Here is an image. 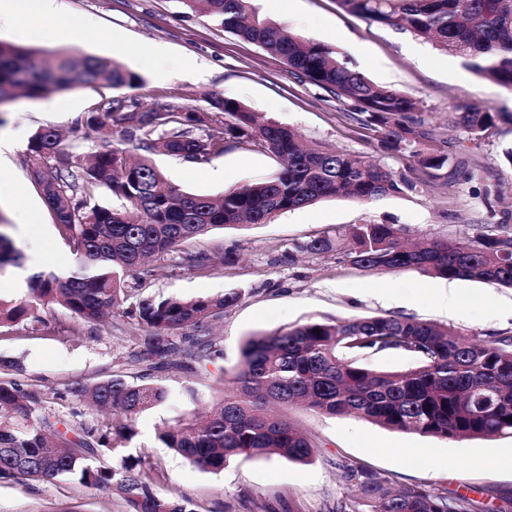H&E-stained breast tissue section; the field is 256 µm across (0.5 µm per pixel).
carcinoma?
Segmentation results:
<instances>
[{
  "label": "carcinoma",
  "instance_id": "obj_1",
  "mask_svg": "<svg viewBox=\"0 0 512 512\" xmlns=\"http://www.w3.org/2000/svg\"><path fill=\"white\" fill-rule=\"evenodd\" d=\"M177 2L283 60L299 83L322 90L354 126L371 131L378 152L407 151L421 170L440 178L448 153L422 149L431 136L418 99L375 83L331 46L286 32L262 17L254 0ZM337 2L367 22L431 42L512 93V0ZM44 55L39 48L0 41V106L12 102L19 90L41 99L100 81L115 88L142 82L137 73L103 56L58 49L46 67ZM209 105V112L171 104L142 111L131 99H105L77 123L93 132L110 125L118 139L86 154L64 149L52 127L35 131L24 164L59 234L73 248L76 266L65 275H32L23 299L0 298V326L39 321V309L53 305L92 322L127 303L139 331L134 361L148 370L173 364L195 374L222 356L210 325L241 299V292L138 298L131 304L129 281L152 275L150 259L176 253L185 241L215 229L267 224L326 198L369 203L415 188L407 175L385 168L370 154L305 145L296 131L259 121L235 98L214 95ZM499 120L492 108L474 106L463 110L459 124L479 148L497 132ZM231 145L263 150L281 169L215 200L181 192L152 159L162 152L204 164ZM102 187L126 208L91 204ZM296 249H335L360 268H415L432 277L512 288V233L507 231L410 245L396 224H356L344 234L326 231ZM19 265L21 253L0 233V272ZM180 265L204 273L212 259L205 252H184ZM390 351L405 353L413 362L394 371L368 363ZM22 372L20 362L0 359V479L71 480L120 496L128 512H195L175 496L154 493L155 472L141 456L118 455L110 467L94 464L136 438L137 417L168 399L164 386L147 373L138 382L116 373L71 386L75 398L117 411L124 420L69 438L44 411L41 394L18 382ZM215 384L222 397L205 420L186 417L156 434L190 464L212 473L242 458L275 455L303 465L313 462L319 448L315 438L274 413V407L302 405L325 416H355L393 431L446 440L512 437V337L479 339L411 317L311 319L272 334H253L241 347L234 376L221 374ZM342 470L355 494L336 501L332 512H512L511 495L486 492L478 498L444 486L402 485L357 461Z\"/></svg>",
  "mask_w": 512,
  "mask_h": 512
}]
</instances>
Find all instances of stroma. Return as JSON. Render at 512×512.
Returning <instances> with one entry per match:
<instances>
[{"mask_svg": "<svg viewBox=\"0 0 512 512\" xmlns=\"http://www.w3.org/2000/svg\"><path fill=\"white\" fill-rule=\"evenodd\" d=\"M59 2L60 18L50 25L49 37L39 40L40 48H72L108 57L139 73L142 82L123 90L101 82L40 100L17 98L0 107V132L18 129L29 136L50 126L62 133L64 147L87 151L100 144L102 136L86 134L76 119L104 99L123 95L143 109L169 101L206 112L210 96L223 94L294 128L305 140L351 153L374 150L369 131L350 126L342 108L322 91L300 86L280 58L225 32L206 14L182 8L177 0ZM256 5L263 17L291 33L339 49L374 82L419 99L433 132L428 148L465 138L464 129L455 124L464 106L512 114V94L475 75L458 58L410 33L354 17L337 0H256ZM69 18L91 20L92 26L73 33L65 25ZM160 45L171 61V71L162 80L154 77L153 50ZM499 130L498 136L469 153V179L433 180L409 155L385 154L382 164L406 173L414 189L365 204L327 198L266 224L217 230L188 241L185 250L203 251L215 260L204 274L180 267L174 254L157 260V274L146 280L142 295L162 300L214 297L232 289L242 293L215 323L222 359L193 379L170 365L153 373L169 398L138 418L139 434L127 451L145 456L156 468L157 495L185 498L196 512H256L265 503L277 512L295 503L301 504V512H331L337 499L352 494L341 466L353 460L402 484L512 494V470L501 465L512 455L511 437L451 441L296 407L289 409V418L319 443L312 464L251 458L217 474L190 465L155 438L162 423L204 412L219 399V392L210 387L211 376L233 375L244 339L256 333H273L310 319L395 316L431 321L481 339L512 336L510 288L458 282L459 306L445 313L431 299L439 278L416 269L367 270L334 251L310 254L296 249L319 232L343 233L355 224H396L415 240L473 236L484 224H503L512 231V164L503 156L512 147V123L500 122ZM23 160V154L14 155L7 176L25 184L27 196L0 197V228L21 252L38 246L41 269L49 272L74 254L31 185ZM155 162L181 191L213 198L279 169L276 160L248 146L227 148L205 164L167 155L156 156ZM217 170L223 171V178H214ZM488 192L495 195L489 203L484 200ZM34 208L39 211L35 224L29 221ZM229 248L236 262L221 264L219 258ZM44 318L41 324L0 326V358L21 361L20 382L42 394L46 410L62 420L70 434L111 423V414L96 411L67 389L74 382L91 383L119 371L131 377L141 373V365L132 360L138 350L132 321L118 312L100 322L80 321L58 305L46 310ZM0 512H128V507L119 496L69 480L27 485L0 480Z\"/></svg>", "mask_w": 512, "mask_h": 512, "instance_id": "stroma-1", "label": "stroma"}]
</instances>
